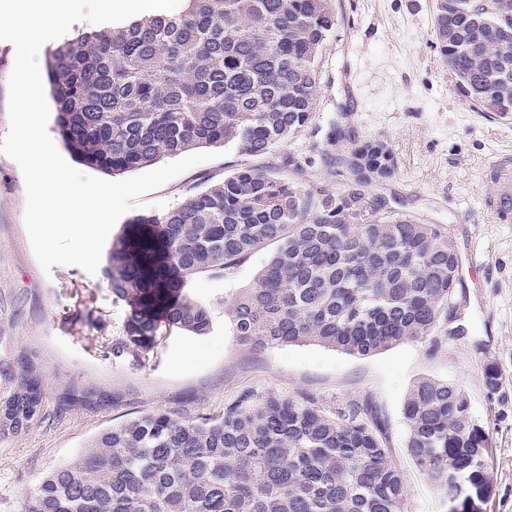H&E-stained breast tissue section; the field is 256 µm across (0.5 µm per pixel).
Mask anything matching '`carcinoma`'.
<instances>
[{"label":"carcinoma","mask_w":512,"mask_h":512,"mask_svg":"<svg viewBox=\"0 0 512 512\" xmlns=\"http://www.w3.org/2000/svg\"><path fill=\"white\" fill-rule=\"evenodd\" d=\"M163 14L85 28L52 48L55 130L82 164L111 175L193 148L232 144L261 157L307 127L319 100V55L336 28L328 0H182ZM444 65L481 112L512 116V0H435ZM347 175L303 186L311 158L246 166L162 217L136 215L112 240L102 275L129 307L106 353L140 366L164 332L196 336L209 308L186 291L276 245L254 285L226 308L235 336L259 348L315 342L367 356L448 329L461 286L446 229L392 210L368 188L396 161L380 139L351 142ZM0 431L41 411L21 358ZM408 456L443 508L490 493V439L453 383L417 379L403 402ZM373 407L328 413L312 398L242 399L200 423L166 412L100 433L49 472L24 512H403L405 479Z\"/></svg>","instance_id":"1"}]
</instances>
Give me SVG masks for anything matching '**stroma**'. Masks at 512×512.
<instances>
[{"label": "stroma", "mask_w": 512, "mask_h": 512, "mask_svg": "<svg viewBox=\"0 0 512 512\" xmlns=\"http://www.w3.org/2000/svg\"><path fill=\"white\" fill-rule=\"evenodd\" d=\"M336 28L320 53L315 125L344 111L351 138L385 140L396 174L371 187L388 206L419 223L443 225L462 267L454 302L465 332L430 336L369 356L314 342L257 348L234 336L224 305L252 285L268 258L262 249L221 275L201 273L187 284L207 305V334L174 331L148 361L134 366L102 354L101 339L119 335L128 315L107 282L76 266L44 273L24 224L25 184L18 165L0 155V398L20 358H30L44 393L41 415L25 432L0 435V512H22L42 478L85 451L100 432L158 411L199 422L223 413L242 395H307L325 409L371 401L386 428V446L406 479L404 512H444L426 477L406 452L404 398L421 377L457 384L488 433L491 493L483 512H512V222H493L483 209L496 160L512 161V119L473 109L433 46V0H329ZM311 129L261 158L229 147L145 195L142 212L163 216L191 193L258 164L278 167L293 152L314 162L289 180L334 188L344 168L318 157ZM97 317L89 330L86 315ZM499 375L488 393L485 365Z\"/></svg>", "instance_id": "stroma-1"}]
</instances>
